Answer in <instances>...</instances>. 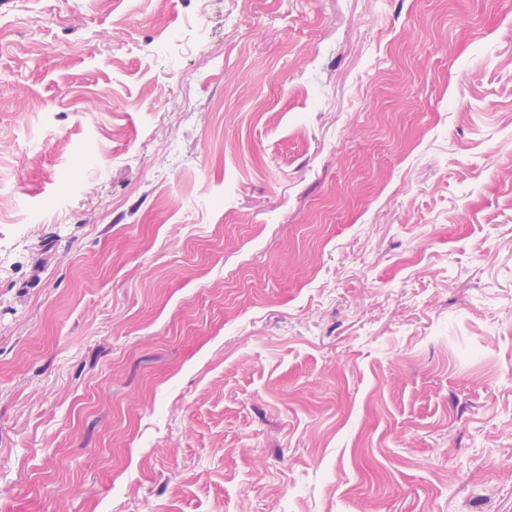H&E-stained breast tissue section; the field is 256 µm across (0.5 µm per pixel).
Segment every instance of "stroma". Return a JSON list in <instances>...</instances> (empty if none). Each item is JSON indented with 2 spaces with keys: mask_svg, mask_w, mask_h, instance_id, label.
Listing matches in <instances>:
<instances>
[{
  "mask_svg": "<svg viewBox=\"0 0 512 512\" xmlns=\"http://www.w3.org/2000/svg\"><path fill=\"white\" fill-rule=\"evenodd\" d=\"M0 25V512H512V0Z\"/></svg>",
  "mask_w": 512,
  "mask_h": 512,
  "instance_id": "stroma-1",
  "label": "stroma"
}]
</instances>
